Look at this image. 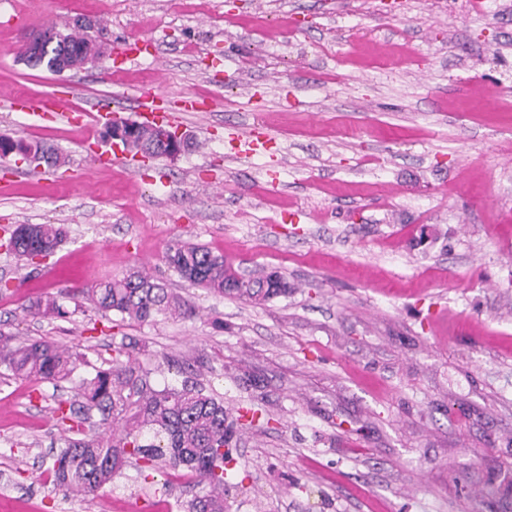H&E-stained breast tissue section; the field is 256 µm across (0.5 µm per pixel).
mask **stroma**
Masks as SVG:
<instances>
[{"instance_id":"35a3bbf8","label":"stroma","mask_w":512,"mask_h":512,"mask_svg":"<svg viewBox=\"0 0 512 512\" xmlns=\"http://www.w3.org/2000/svg\"><path fill=\"white\" fill-rule=\"evenodd\" d=\"M461 2L0 0V91L62 92L74 117L0 100V136L66 159L0 158V228L68 229L41 265L0 252V332L104 368L124 340L155 384L197 383L232 419L256 410L226 469L231 512H512V0ZM78 15L147 51L119 73L20 58L31 31ZM146 84L206 104L181 115L193 149L93 167L98 107L132 117ZM255 127L273 152L237 157L231 132ZM179 240L291 289L255 304L189 287L164 263ZM133 268L199 318L25 311ZM78 400L70 383L0 380V512H183L196 489L166 466L146 483L128 464L89 497L54 488L55 409Z\"/></svg>"}]
</instances>
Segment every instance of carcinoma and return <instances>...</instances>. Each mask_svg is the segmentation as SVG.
Wrapping results in <instances>:
<instances>
[{"mask_svg":"<svg viewBox=\"0 0 512 512\" xmlns=\"http://www.w3.org/2000/svg\"><path fill=\"white\" fill-rule=\"evenodd\" d=\"M59 29L55 45L25 60L45 68L55 63L78 60L93 45L94 34L69 24H51ZM17 151L26 162L55 167L61 156L41 145H25L0 137V151ZM68 231L63 224H21L0 243V247L28 263L53 256L65 242ZM168 270L192 287L222 296L233 295L245 301H267L288 295V279L279 270L265 271L257 277H239L224 264V256L204 245L179 242L164 256ZM94 310L104 315L115 313L121 319L139 323L158 317L187 320L197 315L195 306L184 296L144 270H132L121 278H111L81 292ZM32 317L64 318L69 311L58 298H39L26 309ZM0 333V379H21L58 386L72 379L84 356L57 343L32 340L18 346ZM130 345H113L112 365L97 368L78 382L82 401L78 410L58 406V420L66 422L79 415V425L67 446L54 456L53 485L67 493L95 495L121 473L130 460L138 462L143 477L155 470L162 459L178 470L188 471L198 488L188 502L187 512H228L224 500V471L232 461L234 425L252 424L256 411L249 409L236 420H228L224 400L202 390L166 385L154 387L148 373L129 351ZM103 424H112V436L87 437L82 425L93 415Z\"/></svg>","mask_w":512,"mask_h":512,"instance_id":"1","label":"carcinoma"}]
</instances>
